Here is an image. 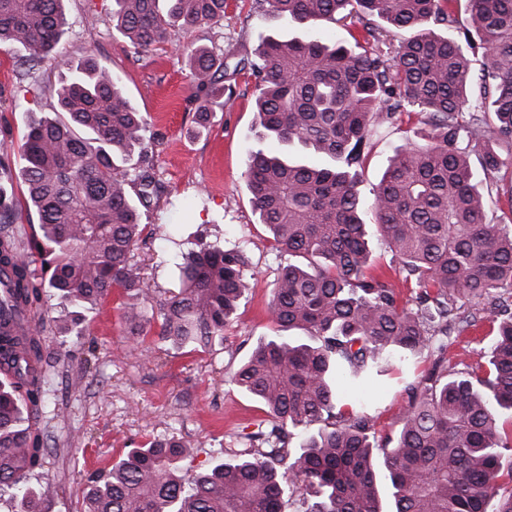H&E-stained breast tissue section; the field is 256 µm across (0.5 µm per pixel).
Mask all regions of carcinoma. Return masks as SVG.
<instances>
[{"label": "carcinoma", "instance_id": "carcinoma-1", "mask_svg": "<svg viewBox=\"0 0 512 512\" xmlns=\"http://www.w3.org/2000/svg\"><path fill=\"white\" fill-rule=\"evenodd\" d=\"M66 0H0V50L16 57L19 81L45 67L66 32ZM303 35L264 37L254 55L219 58L186 49L191 86L209 112L232 97L233 78L254 79L258 138L294 145L318 162L248 156L245 178L260 223L288 254L269 302L271 322L304 336L259 339L231 382L261 402L270 424L246 436L230 459L188 473L173 437L129 449L93 480L84 512H512V184L508 211L488 218L486 193L512 147V0H258ZM226 0H112L113 29L135 55L188 30L224 20ZM324 22L361 31L354 45L312 31ZM457 28L458 37L435 32ZM401 34L396 46L386 33ZM481 53L472 66L469 52ZM52 112L34 119L15 159L0 154V314L43 300L61 307L48 322L16 334L0 321V497L39 512L40 490L26 475L47 453L33 419L47 407L50 338L80 336L88 315L115 289L128 334L138 342L159 322L158 339L205 349L245 299L240 246L197 243L177 264L180 287L154 300L134 248L146 225L125 171L153 152L146 116L112 71L88 56L67 64ZM421 127L394 149L373 190L371 211L401 281L419 290L400 306L394 285L370 272L371 249L358 189L372 138L402 115ZM480 169H475L471 157ZM38 230L13 232L16 216ZM482 299L496 325L487 365L448 373V322L457 300ZM438 342L439 359L412 375ZM397 376L408 397L400 427L376 429L364 390ZM317 432L290 446L295 432Z\"/></svg>", "mask_w": 512, "mask_h": 512}]
</instances>
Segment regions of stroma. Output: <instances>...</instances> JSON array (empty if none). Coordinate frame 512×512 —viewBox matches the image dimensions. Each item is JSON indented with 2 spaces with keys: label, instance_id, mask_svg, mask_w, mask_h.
<instances>
[{
  "label": "stroma",
  "instance_id": "obj_1",
  "mask_svg": "<svg viewBox=\"0 0 512 512\" xmlns=\"http://www.w3.org/2000/svg\"><path fill=\"white\" fill-rule=\"evenodd\" d=\"M68 30L57 57L69 62L94 55L119 77L132 104L147 117L144 137L153 144L150 165L161 185L145 224H166L170 239L143 232L134 255L156 298L177 285L172 257L181 243L195 239L244 243L250 268L247 297L224 327V340L209 349L176 348L145 338L147 350L131 352L121 319L119 293L92 314L86 332L67 337L68 365L55 367L49 397L64 411L51 420L46 463L32 485L52 482L55 493L42 512H81L91 478L107 471L126 449L161 437L179 439L185 464L208 466L222 449L240 447L245 435L267 426L264 406L228 380L257 340L272 336L268 302L281 259L254 213L244 171L249 151L274 149L259 140L254 112V80L236 76L229 102L213 105L206 121L197 117L189 71L179 46L205 45L222 54L252 56L262 35L287 33L280 19L255 0H227L223 21L171 32L159 50L136 56L113 35L112 0H67ZM55 100L25 92L10 55L0 53V152L18 148L31 120L53 111ZM418 126L404 118L401 129H383L366 161L360 189L371 197L404 130ZM489 321L451 337L448 366L460 370L485 362ZM370 413L381 431L396 428L408 405L406 394L383 384L371 388Z\"/></svg>",
  "mask_w": 512,
  "mask_h": 512
}]
</instances>
